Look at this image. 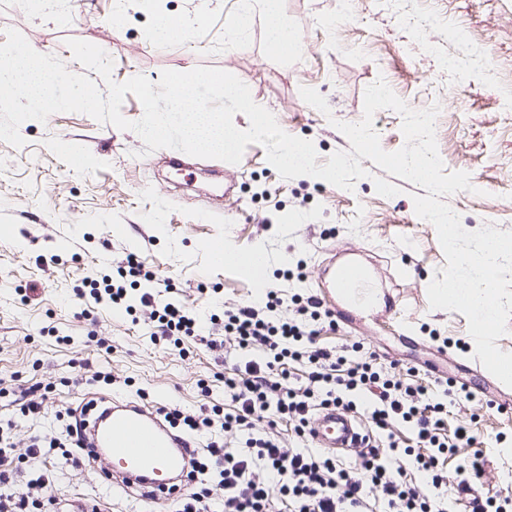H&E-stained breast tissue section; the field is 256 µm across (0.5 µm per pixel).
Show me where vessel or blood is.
I'll return each mask as SVG.
<instances>
[{
    "instance_id": "b4317fda",
    "label": "vessel or blood",
    "mask_w": 512,
    "mask_h": 512,
    "mask_svg": "<svg viewBox=\"0 0 512 512\" xmlns=\"http://www.w3.org/2000/svg\"><path fill=\"white\" fill-rule=\"evenodd\" d=\"M226 265L256 280L265 261L245 250L240 256L230 257ZM365 279L366 272L357 261L345 260L333 267L329 284L353 306L357 303L356 290ZM90 433L93 450L108 463L113 494L123 495L145 486L165 490L184 479L189 470V441L149 405L109 400L93 414ZM359 435L356 417L329 408L313 421L310 440L314 447L336 450L355 447Z\"/></svg>"
}]
</instances>
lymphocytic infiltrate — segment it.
I'll return each instance as SVG.
<instances>
[{"label": "lymphocytic infiltrate", "instance_id": "1", "mask_svg": "<svg viewBox=\"0 0 512 512\" xmlns=\"http://www.w3.org/2000/svg\"><path fill=\"white\" fill-rule=\"evenodd\" d=\"M156 280L143 258L129 254L115 274L96 271L74 293L91 308L140 311L152 341L179 355L202 339L213 348L232 345L244 362L237 377L225 379L224 402L196 412L162 407L170 426L194 442L190 481L171 499L169 512H446L445 489L461 493L481 479L480 455L451 470L441 463L455 443L476 442L463 427L454 437L443 435L449 401L473 400L472 392L451 388L442 400L414 383L415 368L399 375L363 343L341 351L319 345L326 312L313 298L292 296L288 309L270 289L208 316L156 287ZM291 361L305 365L304 379L292 378ZM51 393L50 385L36 382L18 391L1 387L0 400L33 420L51 404ZM95 403L86 397L66 408L61 431L32 437L22 452L10 430L0 427V512H57L59 501L48 493L57 459L103 467V460H92L79 421ZM330 406L364 413L359 447L341 457L307 445L313 417ZM284 419L292 425L288 443L276 429ZM396 420L413 429L415 447L385 442ZM23 471L30 478L21 490Z\"/></svg>", "mask_w": 512, "mask_h": 512}]
</instances>
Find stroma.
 <instances>
[{
	"label": "stroma",
	"instance_id": "35a3bbf8",
	"mask_svg": "<svg viewBox=\"0 0 512 512\" xmlns=\"http://www.w3.org/2000/svg\"><path fill=\"white\" fill-rule=\"evenodd\" d=\"M162 13L203 17L180 40L159 41L153 17L130 4L114 17L113 0H61L60 16L37 13L19 0H0V44L18 30L37 52L59 58L83 73L68 45L79 39L112 59V78L142 74L158 81L165 70L199 66L232 73L255 103L274 112L288 134L311 140L319 164L335 151L350 150L335 121L363 116L367 86L384 78L410 108L439 105L435 136L446 172L464 171L472 191L447 202L466 230L488 223L512 230V0H280L281 15L297 37L290 55L268 49V21L261 0H252V21L237 43L224 32L237 0H157ZM482 39L485 66L449 68L458 43L449 30ZM323 95L329 113L309 106L301 87ZM15 148L0 141V383L24 387L39 381L54 388L55 409L79 395L74 380L81 359L90 358L116 379L111 396L161 406L199 410L206 399L222 400L221 388L203 396L202 380L228 377L235 353L194 344L179 357L151 342L142 325L119 313L81 317L73 289L94 264L135 252L160 280L188 302L208 309L213 292L225 305L254 299L260 287L313 295L329 276L332 260L353 257L371 276L378 301L352 311L353 323L323 329L320 344L339 348L362 341L382 363L417 367L422 378L435 371L468 382L479 395L448 406L447 432L468 427L479 447L457 448L447 467L481 453V492L512 490V412L495 402L497 382L479 359L464 315L431 309L427 286L446 266L433 224L418 218L413 195L424 188L399 177L400 194L385 198L374 177L385 170L362 160L368 177L353 190L310 176L282 179L258 144L248 145L231 169L229 197L212 196L206 177L194 188L179 187L161 163L163 150L147 151L132 130L102 124L82 113H56L46 122L28 120ZM66 142L93 163L73 167L57 149ZM229 242L244 249L264 246L271 261L262 283L218 266L209 246ZM34 289L24 299L26 289ZM108 339L109 351L88 348L89 332ZM451 337L442 348L431 332ZM52 493L60 499L88 496L102 512H133L134 501L117 496L96 468L58 465Z\"/></svg>",
	"mask_w": 512,
	"mask_h": 512
}]
</instances>
